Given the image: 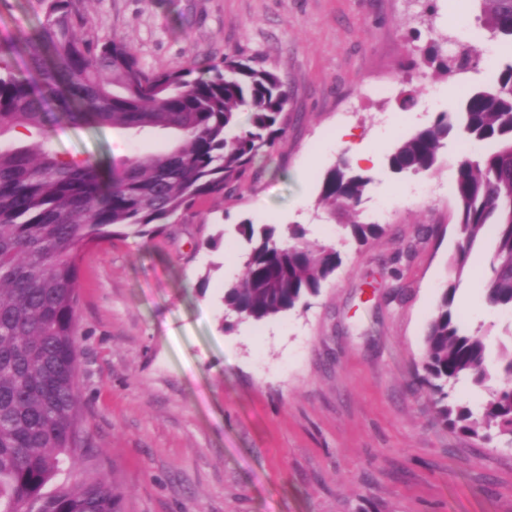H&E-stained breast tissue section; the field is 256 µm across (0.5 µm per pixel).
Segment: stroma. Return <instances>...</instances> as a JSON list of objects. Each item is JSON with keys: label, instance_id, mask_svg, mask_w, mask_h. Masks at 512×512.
<instances>
[{"label": "stroma", "instance_id": "1", "mask_svg": "<svg viewBox=\"0 0 512 512\" xmlns=\"http://www.w3.org/2000/svg\"><path fill=\"white\" fill-rule=\"evenodd\" d=\"M436 6L432 15L425 0H83L85 31L123 41L145 69L229 54L277 72L292 100L285 138L230 194L197 203L163 235L82 253L87 448L54 487L107 478L121 512H512V447L449 430L420 383L423 336L457 244V164L479 149L449 137L435 172L410 177L393 173L388 156L488 78L481 65L445 76L421 47L492 43L506 59L482 0ZM413 86L436 90L431 106L401 108ZM398 113L404 121L390 129ZM341 128L369 159L338 145ZM173 141L161 129L61 124L49 145L107 164ZM343 158L373 178L354 219L383 234L364 245L320 201ZM244 221L300 229L309 244L333 245L342 264L306 307L238 321L224 311V268L244 262ZM493 250L488 238L474 245L454 305L494 359L512 345V311L480 296Z\"/></svg>", "mask_w": 512, "mask_h": 512}]
</instances>
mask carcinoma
<instances>
[{
	"label": "carcinoma",
	"mask_w": 512,
	"mask_h": 512,
	"mask_svg": "<svg viewBox=\"0 0 512 512\" xmlns=\"http://www.w3.org/2000/svg\"><path fill=\"white\" fill-rule=\"evenodd\" d=\"M44 20L0 42V136L23 127L32 146L0 151V512H120L121 495L105 478L44 492L65 457L85 447L78 383L80 253L112 237H156L199 201L234 190L257 156L287 132L289 95L280 76L225 55L207 66L148 71L125 43L83 30L82 0H35ZM486 27L512 38V0H482ZM467 45L427 60L454 75L477 65ZM76 126L177 133L163 152L101 167L64 159L48 142L45 103ZM488 145L459 161L453 186L458 243L449 266L459 276L475 242L492 230L496 246L485 302L512 308V60L468 92L456 112L402 140L389 155L397 173H430L451 133ZM371 178L340 160L320 199L342 219ZM362 244L379 224L349 225ZM253 248L244 275L224 289V306L256 323L307 303L341 266L329 245L312 247L298 230L277 232L247 221ZM448 281L424 336L422 383L440 421L467 436L500 437L512 446V348L502 352L503 380L478 411L450 400L457 384L492 380L482 337L464 329Z\"/></svg>",
	"instance_id": "cac0c4a2"
}]
</instances>
